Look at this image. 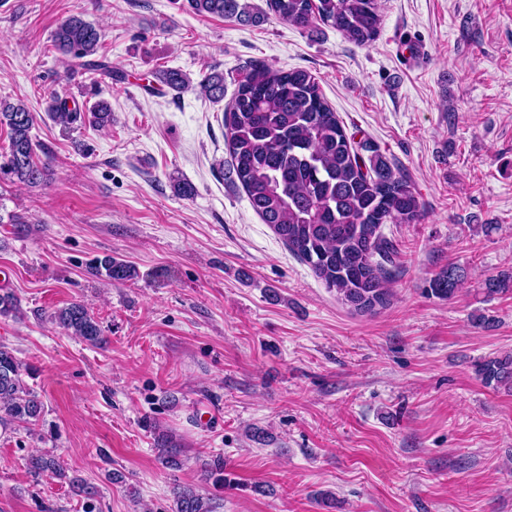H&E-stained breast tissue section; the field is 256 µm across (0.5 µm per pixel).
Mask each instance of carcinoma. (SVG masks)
Masks as SVG:
<instances>
[{
    "instance_id": "cac0c4a2",
    "label": "carcinoma",
    "mask_w": 512,
    "mask_h": 512,
    "mask_svg": "<svg viewBox=\"0 0 512 512\" xmlns=\"http://www.w3.org/2000/svg\"><path fill=\"white\" fill-rule=\"evenodd\" d=\"M281 21L300 28L322 24L357 46L373 43L382 26L379 0H266ZM200 16L234 17L257 22L260 17L239 0H188ZM53 45L66 60L87 59L90 70L112 77V62L99 55L101 33L78 15L65 19L54 31ZM154 81L173 91L192 87L179 69L153 72ZM205 98L224 100V72L210 71L198 84ZM52 120L64 129L88 123L97 131L112 126V109L97 101L87 112L68 108L56 95L47 106ZM35 116L18 100L0 99V127L9 133L0 174L12 183L38 184L46 167L36 160L31 130ZM225 141L235 175L253 211L268 224L288 250L308 264L326 287L352 310L373 313L389 297L390 271L385 261L392 246L380 232L383 224H414L424 218V207L410 179L380 154L363 159L354 137L348 135L326 98L317 78L306 69L283 71L256 63L238 82L224 113ZM95 276L125 282L137 277L134 266L106 255L89 266ZM463 270L450 265L430 281L432 294L450 299L462 281ZM489 295L512 292V272L485 279ZM19 298L0 293V316L18 313ZM52 321L66 333L91 346L103 343L101 326L93 313L74 301L57 309ZM28 369L6 346L0 345V427L37 426L44 406L24 380ZM476 376L486 385L512 388V354L475 363ZM161 463L177 469L182 449L168 436L157 438ZM28 470L35 476L49 473L67 478L66 470L50 454L33 455ZM202 479L232 487L224 460L202 462ZM69 479V478H67ZM69 483L78 495L95 490L83 479ZM217 498L193 485L173 490L171 512H217Z\"/></svg>"
}]
</instances>
